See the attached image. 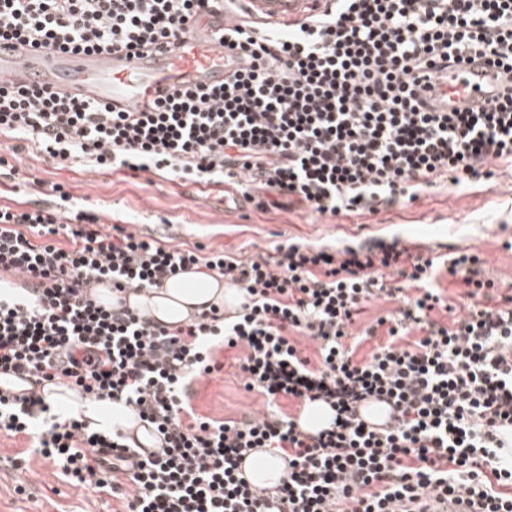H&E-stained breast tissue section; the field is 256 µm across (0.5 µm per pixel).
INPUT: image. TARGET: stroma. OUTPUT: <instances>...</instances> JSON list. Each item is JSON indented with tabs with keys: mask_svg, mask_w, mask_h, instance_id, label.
I'll use <instances>...</instances> for the list:
<instances>
[{
	"mask_svg": "<svg viewBox=\"0 0 512 512\" xmlns=\"http://www.w3.org/2000/svg\"><path fill=\"white\" fill-rule=\"evenodd\" d=\"M17 165L20 177L67 184L82 208L119 214L177 243L197 241L227 251L243 246L253 255L290 237L316 245L344 241L353 246L366 236L385 241L397 237L473 247L495 276L512 275V249L506 247L512 242V168L505 165L496 166L491 180L466 191L438 190L412 204L381 211L363 224L303 206L266 213L251 205L230 209L214 186H184L160 173L124 180L78 166L61 168L30 148L20 152ZM235 356L232 350L219 353L223 370L194 383L196 413L228 420L264 411L265 397L245 391ZM27 446L25 439L0 435V512H120V500L73 487L52 465L29 455Z\"/></svg>",
	"mask_w": 512,
	"mask_h": 512,
	"instance_id": "obj_1",
	"label": "stroma"
}]
</instances>
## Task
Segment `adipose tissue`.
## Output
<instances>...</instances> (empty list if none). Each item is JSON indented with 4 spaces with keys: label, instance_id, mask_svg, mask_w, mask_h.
<instances>
[{
    "label": "adipose tissue",
    "instance_id": "adipose-tissue-1",
    "mask_svg": "<svg viewBox=\"0 0 512 512\" xmlns=\"http://www.w3.org/2000/svg\"><path fill=\"white\" fill-rule=\"evenodd\" d=\"M240 302L238 293L225 287L223 281L192 271L166 279L161 286L130 295L128 299L129 305L145 317L168 325L186 323L194 314L212 306L231 312L238 308ZM47 400L69 414H83L99 430L120 426L133 430L141 444L150 442L144 428L139 427L123 404L109 401L90 403L68 394L55 393L48 394Z\"/></svg>",
    "mask_w": 512,
    "mask_h": 512
}]
</instances>
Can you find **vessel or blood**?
Masks as SVG:
<instances>
[{
  "label": "vessel or blood",
  "mask_w": 512,
  "mask_h": 512,
  "mask_svg": "<svg viewBox=\"0 0 512 512\" xmlns=\"http://www.w3.org/2000/svg\"><path fill=\"white\" fill-rule=\"evenodd\" d=\"M244 9L277 22L300 17L306 0H240ZM215 24L188 25L178 45L136 57L126 52L62 53L48 48L0 44V80L28 85L43 83L68 93L92 96L100 103L125 111L144 110L172 87H210L224 80V50L213 41ZM489 82L491 87L512 83V74L485 72L474 64L468 74L448 79V104L468 110L488 108L491 95L471 94L472 85Z\"/></svg>",
  "instance_id": "1"
}]
</instances>
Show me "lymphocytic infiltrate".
<instances>
[{"mask_svg":"<svg viewBox=\"0 0 512 512\" xmlns=\"http://www.w3.org/2000/svg\"><path fill=\"white\" fill-rule=\"evenodd\" d=\"M217 9L227 64L215 88L178 87L129 112L0 81V167L27 140L63 167L159 171L265 209L349 217L463 191L512 164V87L481 112L434 107L449 66L482 59L512 72V0H313L276 26L251 20L239 0H0V41L137 56ZM47 189L55 208L0 204V272L16 279L0 296V378L33 379L28 394L0 390V432L27 438L70 484L121 500L123 512H269L272 497L283 512H431L448 500L512 512V285L478 252L288 240L244 259L133 224L103 227L63 184ZM195 267L234 287L239 309L173 328L128 305ZM444 274L459 305L438 286ZM104 284L108 305L96 298ZM377 299L400 305L353 332ZM301 336L317 360L301 354ZM221 348L239 351L244 388L266 397V412L195 414L193 383L223 369ZM53 386L123 403L159 450L142 455L133 434L60 412L45 399ZM283 397L327 405L332 418L303 431ZM372 398L392 406L389 427L359 419ZM252 448L284 461L281 483L237 479Z\"/></svg>","mask_w":512,"mask_h":512,"instance_id":"f902f5d3","label":"lymphocytic infiltrate"}]
</instances>
